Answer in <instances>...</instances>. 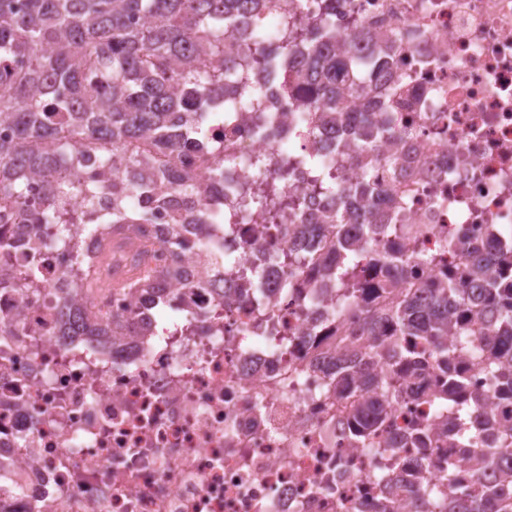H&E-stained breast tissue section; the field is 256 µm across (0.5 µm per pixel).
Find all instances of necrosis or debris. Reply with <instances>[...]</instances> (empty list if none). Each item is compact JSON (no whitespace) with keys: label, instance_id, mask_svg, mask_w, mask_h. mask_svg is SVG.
I'll list each match as a JSON object with an SVG mask.
<instances>
[{"label":"necrosis or debris","instance_id":"1","mask_svg":"<svg viewBox=\"0 0 512 512\" xmlns=\"http://www.w3.org/2000/svg\"><path fill=\"white\" fill-rule=\"evenodd\" d=\"M281 19L294 21L333 4L339 30H359L355 57L372 80L356 105L379 109L387 129L377 152L350 149L342 121L325 117L311 138L298 139L336 163L347 182L365 178L385 188L389 204L379 224H398L391 236H363L368 218L349 209L351 236L367 252L388 248L407 258L428 257L406 288L438 283L447 258L440 244L463 243L455 260L488 249L498 225L512 224V0H281ZM260 105L238 119L225 154L281 158L295 101L279 77L264 73ZM68 159L28 178L93 186L99 206L112 201V170L87 140L64 136ZM283 190L300 199L306 233L270 237L253 224H228L202 235L185 210L157 208L154 223L137 226L115 253L99 236H75L73 250L33 248L17 235L15 205L0 202V242L9 253L0 272L37 268L42 295L0 287V512H446L449 481L470 483L469 449L456 441L457 420L432 392L442 377L434 348L412 338L420 372L400 367L369 374L406 387L389 407L383 429L359 435L358 401L373 388L337 390L328 363L351 348L387 340L378 321L363 331L364 310L333 315L319 267L289 275L286 257H332L323 219L338 200L312 192L305 171ZM187 224L180 264L184 275L139 298L114 291L131 268V254L153 273L172 256L167 224ZM222 237L239 270L212 269L198 283L208 238ZM95 258L99 286L77 287L73 252ZM264 265L261 283L245 268ZM73 295L108 327L118 312L141 325L137 336H69L60 303ZM456 369L463 389L499 414L512 401L493 393L471 356ZM434 428L426 444L405 432Z\"/></svg>","mask_w":512,"mask_h":512}]
</instances>
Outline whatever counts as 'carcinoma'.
Masks as SVG:
<instances>
[{
	"instance_id": "carcinoma-1",
	"label": "carcinoma",
	"mask_w": 512,
	"mask_h": 512,
	"mask_svg": "<svg viewBox=\"0 0 512 512\" xmlns=\"http://www.w3.org/2000/svg\"><path fill=\"white\" fill-rule=\"evenodd\" d=\"M255 0H26L18 8L14 0H0V122L13 136L0 139V201L26 205L27 185L10 178L24 169H47L66 159L59 141L62 129L73 137L89 138L101 146L112 145V170L121 177L112 181V212L102 224H85L84 235L128 230L134 224L152 222V208L129 202L134 195L157 197V185L147 169L156 164L148 146L164 140L169 147L181 142L177 125L198 134L195 143L202 159L212 144L224 143L226 129L235 117L253 110L262 90L249 84L248 70H272L281 66L283 88L291 91L288 69L295 55L313 73V83L297 98V111L341 114L351 125L358 147L375 149L371 110H356L352 99L363 90L367 75L355 74L354 37L336 29L333 10L315 16L280 40ZM205 56L224 59V71L213 75L196 63ZM36 83L60 84L66 93L48 100L35 99L27 89ZM266 184L260 195L240 197L239 211L250 224H269L275 209L288 206L276 180L288 170L303 167L317 174L319 191L334 196L348 191L336 176L328 174L331 161L300 150L282 152L275 171L256 156L241 160ZM171 193L203 206L204 193L195 174L168 163L161 164ZM30 224L53 225L58 219L54 201L28 213ZM335 235L338 269L336 282L361 266L367 253L349 237L342 215L326 225ZM154 275L145 269L128 278L122 290L131 294L152 287ZM40 274L35 268L11 281L10 286L37 295ZM486 281L474 295L471 285ZM386 294L382 317L395 325V335L424 337L451 358L457 350L485 357L496 364L491 383L512 400V255L468 258L464 268L447 264L444 281L434 288L376 289ZM371 284L357 288L374 292ZM63 317L70 331L80 333L88 317L62 301ZM398 356L414 358L411 350L397 351L380 345L368 347L367 362L391 363ZM365 385L356 365H336V387L349 390ZM461 424L458 437L468 445L478 443L494 420L478 398L458 402ZM387 401L375 396L362 409L364 434L387 419ZM476 480L459 486L448 497L447 512H512V494L484 487L481 470L493 465V449L478 448Z\"/></svg>"
}]
</instances>
